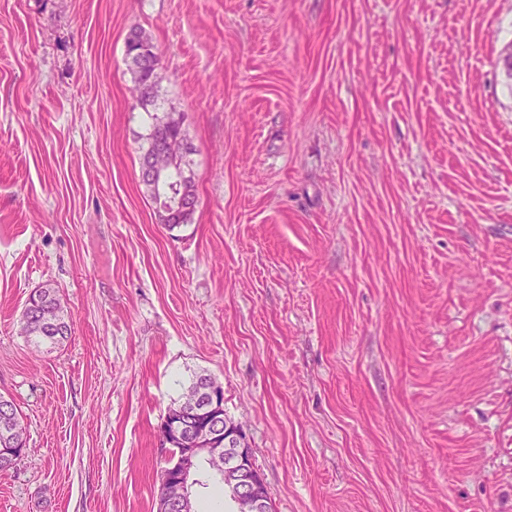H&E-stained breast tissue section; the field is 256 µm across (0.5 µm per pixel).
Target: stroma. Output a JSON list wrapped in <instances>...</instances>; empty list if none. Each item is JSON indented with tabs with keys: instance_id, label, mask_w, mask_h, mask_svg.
Returning <instances> with one entry per match:
<instances>
[{
	"instance_id": "stroma-1",
	"label": "stroma",
	"mask_w": 512,
	"mask_h": 512,
	"mask_svg": "<svg viewBox=\"0 0 512 512\" xmlns=\"http://www.w3.org/2000/svg\"><path fill=\"white\" fill-rule=\"evenodd\" d=\"M511 41L512 0H0V512H157L198 372L274 512H512ZM162 112L198 196L172 230ZM47 283L54 349L19 329ZM126 56L130 63L132 74V94L138 99L139 103L147 108L155 103L154 99H142L144 86L151 82L154 77V84L159 87L161 76L159 72H154L152 63L158 53L152 41L142 33V31L132 29L126 38ZM164 118L169 119V121L165 124L164 131L168 132V134L171 136L179 137L181 141L184 142L186 152L185 158H187V155L192 151L187 142L186 133L183 128V118L181 115L172 117L170 114H165L162 116L154 114L152 117L153 122L144 138L147 146L139 158L140 170L144 161L150 154L149 146L152 140L161 133V130L158 128V126L161 125V121ZM158 159H162L166 166L173 167L181 162V154L169 139H166L163 136L159 137L152 147V151L149 156V162L145 165L141 172L140 179L142 181L151 183L156 178H160L163 174L167 173V170L161 168L158 164H155V161ZM20 331L31 337L37 347L55 348L68 342L72 336L71 322L56 288L47 284L30 296L20 318ZM13 400L0 395V473H7L18 465V454L15 448H23L26 444V427Z\"/></svg>"
}]
</instances>
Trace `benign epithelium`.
I'll return each instance as SVG.
<instances>
[{
    "label": "benign epithelium",
    "instance_id": "7a95c632",
    "mask_svg": "<svg viewBox=\"0 0 512 512\" xmlns=\"http://www.w3.org/2000/svg\"><path fill=\"white\" fill-rule=\"evenodd\" d=\"M161 159L166 166L181 162V154L165 137L156 140L143 168L140 179L150 183L167 173L155 164ZM211 385L201 389L192 402H183L168 411L165 421L172 424L171 433L163 434L168 445L166 466L162 470L161 484L168 486L158 512H186L191 497V478L202 457L224 456V491L236 500L238 512H272V504L263 477L256 467L252 451L239 425L215 419L220 411L218 390Z\"/></svg>",
    "mask_w": 512,
    "mask_h": 512
}]
</instances>
